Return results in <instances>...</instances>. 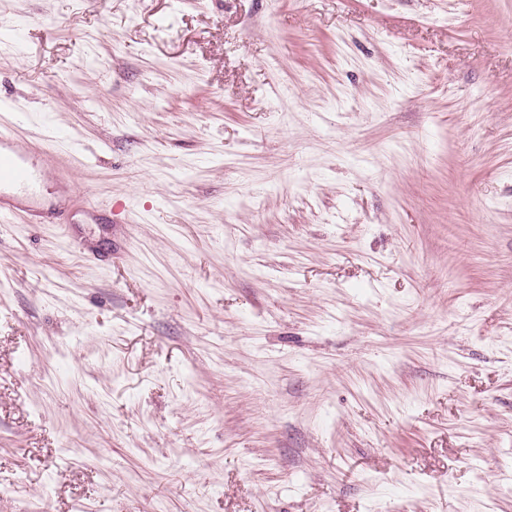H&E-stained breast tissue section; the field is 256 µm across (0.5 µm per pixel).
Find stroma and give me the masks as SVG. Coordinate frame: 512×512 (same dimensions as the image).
<instances>
[{"mask_svg": "<svg viewBox=\"0 0 512 512\" xmlns=\"http://www.w3.org/2000/svg\"><path fill=\"white\" fill-rule=\"evenodd\" d=\"M1 119L0 512H512V0H0ZM48 171L40 153L20 147L15 131L0 125V218H15L18 213H23L28 224H58L61 232L84 255V245L74 235L68 214L58 211L45 220L41 209L34 204L22 208L11 203L18 194L34 201L36 188Z\"/></svg>", "mask_w": 512, "mask_h": 512, "instance_id": "obj_1", "label": "stroma"}]
</instances>
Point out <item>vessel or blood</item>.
<instances>
[{"instance_id":"1","label":"vessel or blood","mask_w":512,"mask_h":512,"mask_svg":"<svg viewBox=\"0 0 512 512\" xmlns=\"http://www.w3.org/2000/svg\"><path fill=\"white\" fill-rule=\"evenodd\" d=\"M47 172L48 166L42 155L20 147L15 131L0 125V218L22 214L31 224L48 220L57 224L65 236H72L70 218L65 212H57L47 219L36 206L21 208L12 203L13 198L20 194L34 197Z\"/></svg>"}]
</instances>
